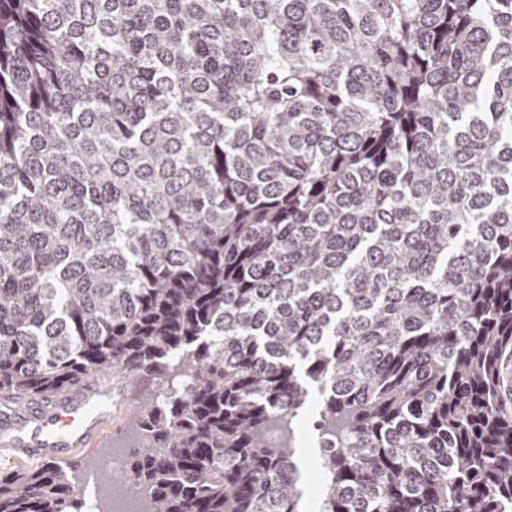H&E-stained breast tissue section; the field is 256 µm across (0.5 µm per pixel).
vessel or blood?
<instances>
[{
  "label": "vessel or blood",
  "instance_id": "1",
  "mask_svg": "<svg viewBox=\"0 0 512 512\" xmlns=\"http://www.w3.org/2000/svg\"><path fill=\"white\" fill-rule=\"evenodd\" d=\"M111 397V389L92 384L60 399L44 413L1 427L0 452L15 457L68 456L89 447L108 415L90 414L88 407Z\"/></svg>",
  "mask_w": 512,
  "mask_h": 512
}]
</instances>
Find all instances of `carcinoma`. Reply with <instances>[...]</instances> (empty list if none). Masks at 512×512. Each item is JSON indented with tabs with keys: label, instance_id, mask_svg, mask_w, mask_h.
Instances as JSON below:
<instances>
[{
	"label": "carcinoma",
	"instance_id": "obj_1",
	"mask_svg": "<svg viewBox=\"0 0 512 512\" xmlns=\"http://www.w3.org/2000/svg\"><path fill=\"white\" fill-rule=\"evenodd\" d=\"M508 351L512 0H0V400L142 388L97 512H300L309 397L317 512H512Z\"/></svg>",
	"mask_w": 512,
	"mask_h": 512
}]
</instances>
